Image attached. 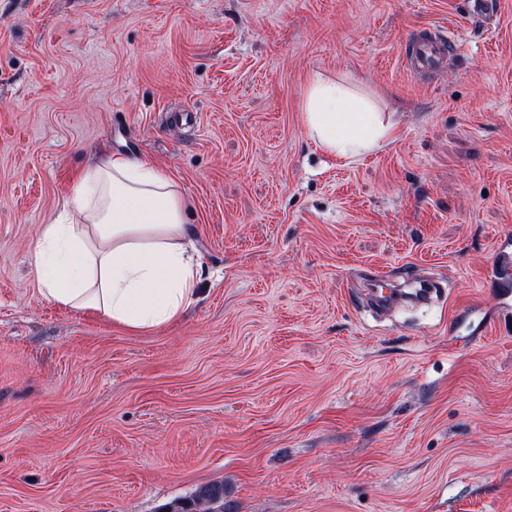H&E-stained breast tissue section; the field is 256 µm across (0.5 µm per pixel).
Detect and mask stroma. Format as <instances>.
<instances>
[{"label": "stroma", "instance_id": "1", "mask_svg": "<svg viewBox=\"0 0 512 512\" xmlns=\"http://www.w3.org/2000/svg\"><path fill=\"white\" fill-rule=\"evenodd\" d=\"M462 44L420 81L422 29ZM393 113L352 162L311 74ZM166 169L204 266L131 333L49 303L40 227L102 149ZM444 283L378 311L370 292ZM512 0H0V512H512ZM161 512H224V484L201 486L191 498L168 503Z\"/></svg>", "mask_w": 512, "mask_h": 512}]
</instances>
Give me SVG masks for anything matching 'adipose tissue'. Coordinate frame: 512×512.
I'll list each match as a JSON object with an SVG mask.
<instances>
[{
	"mask_svg": "<svg viewBox=\"0 0 512 512\" xmlns=\"http://www.w3.org/2000/svg\"><path fill=\"white\" fill-rule=\"evenodd\" d=\"M303 123L326 154L354 161L389 142L395 124L344 80L312 76ZM188 198L141 156L84 167L64 211L43 225L34 251L48 301L132 332L180 320L203 276L186 221Z\"/></svg>",
	"mask_w": 512,
	"mask_h": 512,
	"instance_id": "adipose-tissue-1",
	"label": "adipose tissue"
}]
</instances>
